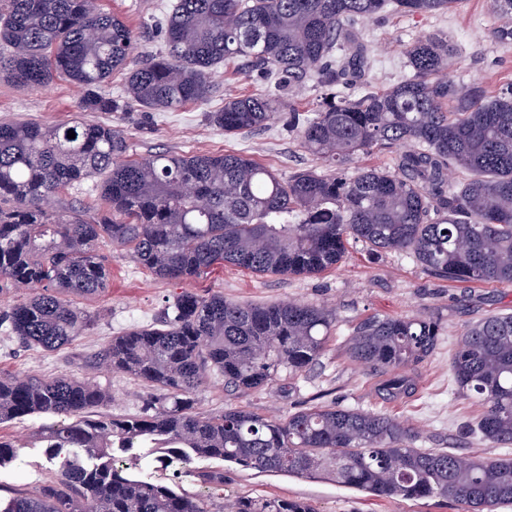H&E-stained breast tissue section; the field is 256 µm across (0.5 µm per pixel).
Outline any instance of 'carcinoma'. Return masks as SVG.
Segmentation results:
<instances>
[{"label":"carcinoma","mask_w":512,"mask_h":512,"mask_svg":"<svg viewBox=\"0 0 512 512\" xmlns=\"http://www.w3.org/2000/svg\"><path fill=\"white\" fill-rule=\"evenodd\" d=\"M457 0H175L161 26L165 50L133 56L138 32L96 0H0V74L38 88L61 75L83 91L84 112L138 106L168 111L207 100L213 68L243 58L275 79V91L224 99L210 115L226 135L263 127L280 92L308 74L324 88L313 115L290 112L288 129L326 170L282 179L235 153L159 152L127 157L124 133L73 121L0 122V292L29 293L0 315L18 342L55 351L88 327L73 296L110 280L98 252L106 237L155 277L188 279L231 265L259 275L319 274L349 240L374 254L401 252L458 283H512V88L495 95L448 76L454 49L440 36L406 49L411 78L351 98L370 69L352 25L388 7L448 12ZM126 74V96L102 93ZM458 110L448 111V103ZM75 138H68V131ZM396 148L394 170L344 171L358 153ZM463 173L452 185L449 174ZM103 177L99 211H55L48 199ZM336 313L298 301L242 304L222 294L178 295L162 326L130 328L95 364L151 388L135 417L91 413L108 394L92 376L0 372V424L32 415L67 423L38 438L56 475L34 492L0 494V512H206L126 462L189 467L208 460L258 472L326 477L378 498L454 500L471 512L512 505V457L459 456L420 448L419 433L385 414L316 404L283 415L227 409L205 415L195 399L211 379L255 390L303 372L323 353ZM430 319L370 316L347 340L349 359L385 374L390 397L411 389L409 369L435 349ZM457 393L481 408L477 431L512 446V314L466 329L449 363ZM18 445L0 434V468ZM233 512H318L310 501L243 495Z\"/></svg>","instance_id":"1"}]
</instances>
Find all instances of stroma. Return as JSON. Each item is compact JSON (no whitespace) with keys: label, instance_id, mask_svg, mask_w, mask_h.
I'll list each match as a JSON object with an SVG mask.
<instances>
[{"label":"stroma","instance_id":"1","mask_svg":"<svg viewBox=\"0 0 512 512\" xmlns=\"http://www.w3.org/2000/svg\"><path fill=\"white\" fill-rule=\"evenodd\" d=\"M171 0H98L102 11L121 17L140 31L134 56L157 55L164 50L155 22ZM511 24L512 16L496 12L493 0H457L447 13L418 16L389 11L360 21L357 29L374 62L367 80L386 88L412 74L406 47L424 35L448 36L455 48L454 81L494 93L512 86V40L498 41L495 27ZM213 91L202 103L171 111L91 112L87 118L124 132L129 157L152 152L237 153L248 156L282 177L319 168L288 129V110L280 108L261 130L228 136L214 126L210 113L219 111L230 96L263 94L269 89L260 72L246 64H218ZM80 91L65 78L55 77L45 87L30 90L0 78V121H34L44 125L67 122L80 109ZM100 251L111 268L107 290L93 297H74V304L92 317L90 328L70 345L48 352L25 347L0 333V370L7 373L74 375L88 373L91 355L131 327L158 325L174 298L185 291L201 296L213 293L242 303L301 301L335 309L338 322L333 338L313 365L298 376L276 380L258 390L236 391L222 382L199 392L196 409L209 414L227 408L258 413L288 414L307 406L337 404L380 412L416 428L423 448H445L458 454L484 457L512 456V447L484 442L473 426L480 408L459 396L448 369L457 342L472 323L486 314L512 313L510 283H452L424 270L414 258L396 252L373 254L365 244L349 242L342 262L314 275H265L227 266L186 280H161L135 264L126 251L102 240ZM373 315L409 316L437 322L440 339L425 360L412 366L411 391L395 400L379 393L382 374L351 362L346 339L357 322ZM98 381L112 399L105 414L135 416L142 412L147 388L123 374L97 371ZM49 415H33L0 425V434L22 449L18 461L0 468V486L37 489L51 476L42 449L35 441L44 428L57 424ZM206 469H223L220 486L201 482L174 467L141 466L140 476L180 487L198 498L206 512H231L236 497L247 493L298 497L311 501L319 512H468L465 505L433 499H379L330 480L260 473L239 465L206 462Z\"/></svg>","mask_w":512,"mask_h":512}]
</instances>
